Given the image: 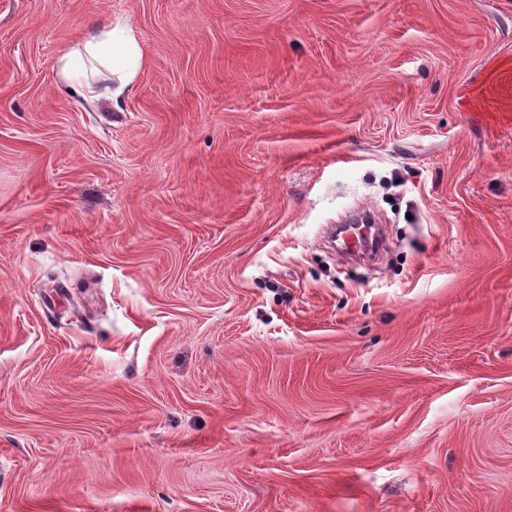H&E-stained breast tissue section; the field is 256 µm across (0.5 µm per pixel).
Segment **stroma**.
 I'll return each mask as SVG.
<instances>
[{
    "label": "stroma",
    "instance_id": "stroma-1",
    "mask_svg": "<svg viewBox=\"0 0 512 512\" xmlns=\"http://www.w3.org/2000/svg\"><path fill=\"white\" fill-rule=\"evenodd\" d=\"M0 512H512V0H0ZM87 62H96L99 66L93 68L90 79L86 75ZM143 64V52L128 25L112 26V21H106L90 28L78 47L61 51L55 68L64 81L77 82V92L82 99L100 101L112 99L133 83ZM101 69L108 77L97 79L95 75ZM82 73L83 80L80 79ZM112 76L118 82L114 88ZM371 215V214H370ZM372 217V223L371 225L368 224H351L350 232L354 233V231L358 234L359 230H364L365 237H368L369 240L366 241L364 244H360L359 248L356 251H351L349 253L350 258L352 259H360V258H371L372 256L376 254L377 244L378 240L381 234V225L376 224V219L373 215ZM352 225H358L353 226ZM373 225L376 227L374 228Z\"/></svg>",
    "mask_w": 512,
    "mask_h": 512
}]
</instances>
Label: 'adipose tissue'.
<instances>
[{"instance_id": "adipose-tissue-1", "label": "adipose tissue", "mask_w": 512, "mask_h": 512, "mask_svg": "<svg viewBox=\"0 0 512 512\" xmlns=\"http://www.w3.org/2000/svg\"><path fill=\"white\" fill-rule=\"evenodd\" d=\"M143 64L131 29L105 22L90 28L78 47L61 51L55 67L61 79L77 82L82 99L100 101L133 83Z\"/></svg>"}]
</instances>
